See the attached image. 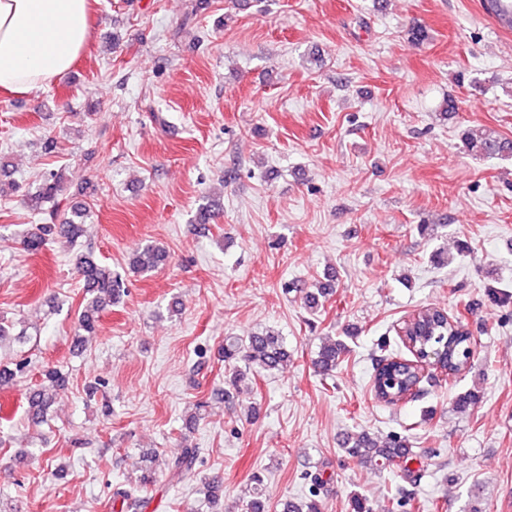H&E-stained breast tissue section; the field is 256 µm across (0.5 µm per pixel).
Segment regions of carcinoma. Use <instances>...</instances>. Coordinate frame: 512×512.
Here are the masks:
<instances>
[{"label": "carcinoma", "instance_id": "1", "mask_svg": "<svg viewBox=\"0 0 512 512\" xmlns=\"http://www.w3.org/2000/svg\"><path fill=\"white\" fill-rule=\"evenodd\" d=\"M465 149L478 157L512 158V140L494 130L474 133L466 130L462 133ZM64 188L62 173L50 172L43 176L35 193L27 196L26 206L35 213L44 212V205L57 200ZM83 216V210L75 208L73 217L61 224H37L23 240V249L29 253L43 250L50 239L59 236L71 241L83 236L84 224L75 222ZM168 252L157 245H148L137 257L136 268L141 272L151 271L168 262ZM76 267L80 272L87 294L91 295L79 316V329L91 334L96 327L97 314L108 306L119 302L125 295V283L112 275V271L103 266L93 249L89 248L76 255ZM407 340L414 348L433 343L447 347L446 362L441 365L446 375L455 376L468 367V361L462 357L464 348L471 346L473 336L465 324L457 322L453 326L446 318V311L437 307H424L419 319L410 329ZM346 345L341 340H329L317 351L312 366L318 374L327 376L336 370ZM289 352L284 338L270 331H253L246 336H228L224 339V362L229 365V383L236 387L259 369L266 372L277 370L288 360ZM48 385H41L29 393V403L44 414L50 404L46 396L47 386L65 385L63 374L49 368L43 373ZM417 381V367L411 360L391 351L375 359L371 375L372 391L379 401L395 406L406 400ZM344 449L347 455L365 460L378 469L387 468L407 459L409 441L404 436L391 435L383 443H377L369 434L361 433L346 438ZM200 449L185 446L181 452L164 460L165 470L173 478H180L194 470ZM153 483V472L148 470L136 486L119 488L113 492V501L121 503V509L128 512H141L147 508L149 499L142 496L144 488ZM282 512H321L318 499L286 500Z\"/></svg>", "mask_w": 512, "mask_h": 512}]
</instances>
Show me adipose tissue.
<instances>
[{"label": "adipose tissue", "instance_id": "obj_1", "mask_svg": "<svg viewBox=\"0 0 512 512\" xmlns=\"http://www.w3.org/2000/svg\"><path fill=\"white\" fill-rule=\"evenodd\" d=\"M89 0H0V90L46 87L84 50Z\"/></svg>", "mask_w": 512, "mask_h": 512}]
</instances>
